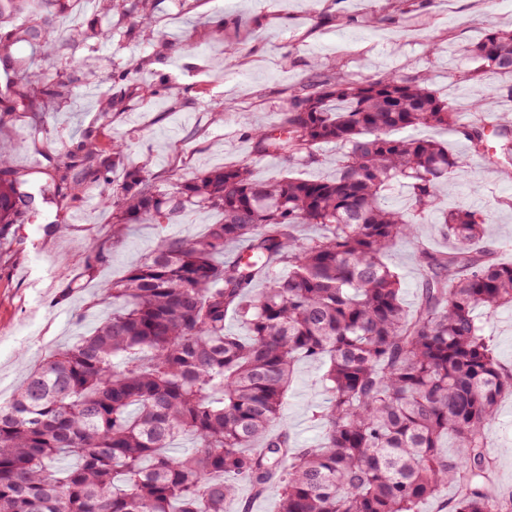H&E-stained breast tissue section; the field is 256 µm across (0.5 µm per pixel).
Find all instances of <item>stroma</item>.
<instances>
[{
	"instance_id": "1",
	"label": "stroma",
	"mask_w": 512,
	"mask_h": 512,
	"mask_svg": "<svg viewBox=\"0 0 512 512\" xmlns=\"http://www.w3.org/2000/svg\"><path fill=\"white\" fill-rule=\"evenodd\" d=\"M56 25L54 48L31 41L14 46L12 54L29 70L47 76L57 72V57L74 55L72 29L95 21L109 28L112 18L82 0H67ZM152 31L116 37L70 75L72 100L43 112H20L0 125V144L11 147V166L26 175V189L35 193L39 211L34 221L17 225L0 241V400L54 349L93 331L94 320L82 312L94 298L93 287L61 292L83 281L80 266L69 255L92 237L110 233L112 213L101 207L97 192L73 201L55 194L48 176L60 153L97 128L101 142L123 139L125 160L146 165L161 188L210 169L250 164L256 179L289 174L309 180L335 175L340 152L335 144L319 148L322 162L286 168L273 155L257 156L251 125L274 124L295 86L309 77L346 76L358 82L396 73L427 78L428 86L451 101L462 122L473 119L476 100L499 93L495 116L512 112L504 98L512 76L476 75L475 62L463 54L487 29L512 30V0H151ZM236 47L232 58L223 49ZM152 59L150 81L204 87L192 101L177 91L136 97L125 108L98 109L113 65ZM410 136L447 145L459 168L442 180L439 202L452 209L466 204L489 217L483 244L505 261L512 260V181L475 152L457 130L418 126ZM438 214L426 217L419 241L402 240L384 257L401 278L408 310H416L422 294L425 263L421 247L445 253L452 243L442 233ZM218 213L189 210L180 223L134 224L112 246V258L97 279L117 280L146 257L158 237L178 239L201 233L220 222ZM325 371L318 362L300 361L288 393L283 422L297 446L316 444L322 429L314 414L327 392ZM487 451L492 459V489L512 493V397H504L491 425Z\"/></svg>"
}]
</instances>
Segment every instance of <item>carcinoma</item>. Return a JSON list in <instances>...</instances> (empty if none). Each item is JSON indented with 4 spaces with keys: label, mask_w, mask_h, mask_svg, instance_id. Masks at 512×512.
I'll list each match as a JSON object with an SVG mask.
<instances>
[{
    "label": "carcinoma",
    "mask_w": 512,
    "mask_h": 512,
    "mask_svg": "<svg viewBox=\"0 0 512 512\" xmlns=\"http://www.w3.org/2000/svg\"><path fill=\"white\" fill-rule=\"evenodd\" d=\"M150 0H98L105 13L152 24ZM60 0H8L27 24L0 26V57L13 45L57 38ZM114 31L75 29L91 55ZM474 72L512 75V33L488 29L465 49ZM150 60L118 65L101 111L127 92L153 97L140 81ZM65 70L46 79L17 68L23 86L0 97V124L17 112L67 101ZM460 125V113L416 80L389 74L351 82L310 80L295 89L277 124L251 132L258 155L315 165L319 145L341 160L330 180H258L247 163L175 183L129 168L112 140L101 153L96 131L58 158V196L97 189L112 209V239L131 222L175 224L188 208L223 219L199 235L162 237L119 281L98 284L108 316L40 360L0 402V512H226L239 486L279 492L278 512H421L450 484V512H512V494L488 488L487 431L499 402L512 396V370L474 312L512 304V263L476 245L486 214L468 205L438 210L437 187L459 164L442 143L393 132ZM473 149L512 175V119L493 130L461 125ZM23 174L0 151V240L37 209ZM411 207L388 202L393 186ZM454 243L422 250L427 277L415 314L401 299L399 275L383 260L400 240L419 238L434 212ZM302 224L323 233L302 237ZM111 246L92 239L77 262L95 277ZM265 286L255 287L259 280ZM247 328L229 332L228 314ZM301 360L326 366L329 393L317 446L295 447L282 419ZM452 440L457 455L442 451Z\"/></svg>",
    "instance_id": "1"
}]
</instances>
